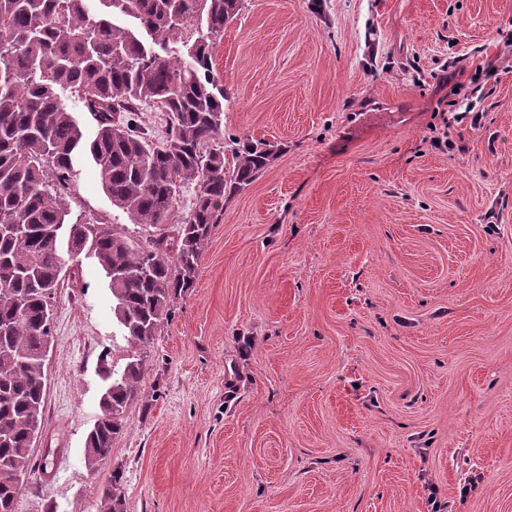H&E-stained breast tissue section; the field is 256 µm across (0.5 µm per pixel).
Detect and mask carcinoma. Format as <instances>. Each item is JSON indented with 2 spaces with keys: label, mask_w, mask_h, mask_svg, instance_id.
Segmentation results:
<instances>
[{
  "label": "carcinoma",
  "mask_w": 512,
  "mask_h": 512,
  "mask_svg": "<svg viewBox=\"0 0 512 512\" xmlns=\"http://www.w3.org/2000/svg\"><path fill=\"white\" fill-rule=\"evenodd\" d=\"M0 0V512H13L16 477L33 471L32 430L41 427L44 350L62 280L83 287V260L102 271L112 312L131 347L101 370V413L85 442L93 468L112 451L144 374L141 350L193 287L217 206L250 184L272 151L246 144L224 162V88L214 48L242 0ZM158 45L165 54L157 56ZM68 91L73 105L61 92ZM168 116L154 139L140 119ZM96 121L85 136L76 111ZM94 164L112 206L144 238L116 224L71 222L68 191L82 157ZM198 194L173 223L180 190ZM122 475L112 473L103 512H124Z\"/></svg>",
  "instance_id": "1"
}]
</instances>
